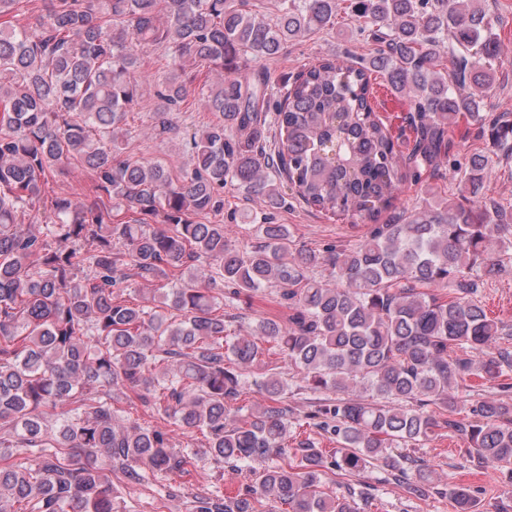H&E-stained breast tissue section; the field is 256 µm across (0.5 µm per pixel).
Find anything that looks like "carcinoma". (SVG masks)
<instances>
[{"label": "carcinoma", "instance_id": "carcinoma-1", "mask_svg": "<svg viewBox=\"0 0 512 512\" xmlns=\"http://www.w3.org/2000/svg\"><path fill=\"white\" fill-rule=\"evenodd\" d=\"M17 2L0 0V512H120L107 465L134 480L145 469L189 474L195 458L168 432L120 421L119 394L201 431L218 461L281 459L246 493L195 497L193 512H258L262 497L289 512H360L354 494L324 491L326 476L352 477L379 458L422 496L431 473L408 474L409 456L390 449L445 434L512 480V404L480 400L464 411L455 395L467 379L512 389L500 381L512 348L491 347L505 325L477 299L512 245V203L486 194L489 158L474 155L459 172L463 201L374 223L405 168L448 157L461 114L512 154V122L482 112L497 36L480 0H348L377 49L351 65L321 56L283 83L274 161L261 150L270 80L246 63L334 28L338 0H280L273 19L250 0H43L27 28L13 22ZM142 48L171 58L153 108L158 135L190 94L185 64L214 75L200 94L219 120L192 133L193 166L179 177L122 158L148 81ZM375 73L415 112L405 159L372 104ZM71 160L91 173L89 188L48 193L47 175ZM270 168L309 207L373 225L354 246L318 253L285 224H258L241 252L224 225L198 220L224 212L228 183L282 207ZM37 205L42 229L25 232ZM203 261L207 272L183 278ZM137 277L169 287L178 317L113 296ZM219 280L246 302L275 287L288 321L262 318L254 334L228 341L211 288ZM270 353L326 395L307 418L337 447L291 437L279 372L260 384L264 403L238 404L243 370ZM448 497L457 512H478L468 487Z\"/></svg>", "mask_w": 512, "mask_h": 512}]
</instances>
